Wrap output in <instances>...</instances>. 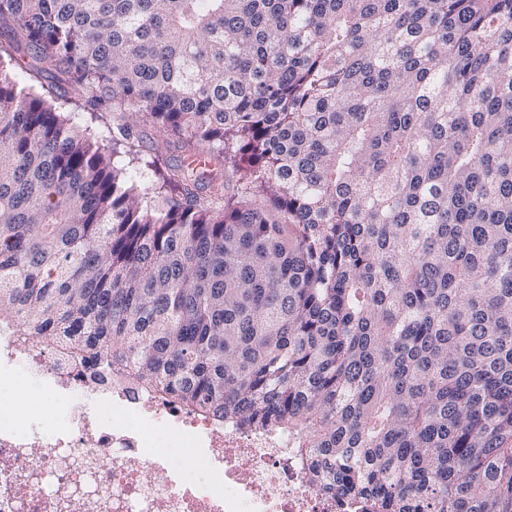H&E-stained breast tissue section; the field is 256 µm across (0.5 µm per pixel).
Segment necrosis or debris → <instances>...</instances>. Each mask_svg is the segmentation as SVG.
I'll list each match as a JSON object with an SVG mask.
<instances>
[{"label": "necrosis or debris", "mask_w": 512, "mask_h": 512, "mask_svg": "<svg viewBox=\"0 0 512 512\" xmlns=\"http://www.w3.org/2000/svg\"><path fill=\"white\" fill-rule=\"evenodd\" d=\"M21 371L45 405L0 417V512H361L310 484L292 436L218 424L0 329V384Z\"/></svg>", "instance_id": "obj_1"}]
</instances>
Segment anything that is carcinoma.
Returning <instances> with one entry per match:
<instances>
[{"instance_id":"carcinoma-1","label":"carcinoma","mask_w":512,"mask_h":512,"mask_svg":"<svg viewBox=\"0 0 512 512\" xmlns=\"http://www.w3.org/2000/svg\"><path fill=\"white\" fill-rule=\"evenodd\" d=\"M0 326L368 512H512V0H0ZM64 116L71 118V122H73L82 130L89 126V133H91L92 138L94 139V141L98 142L101 149L106 153V155L111 156L112 161V141L109 139V133L105 128L91 124L89 115L83 112H75V114L64 113Z\"/></svg>"}]
</instances>
